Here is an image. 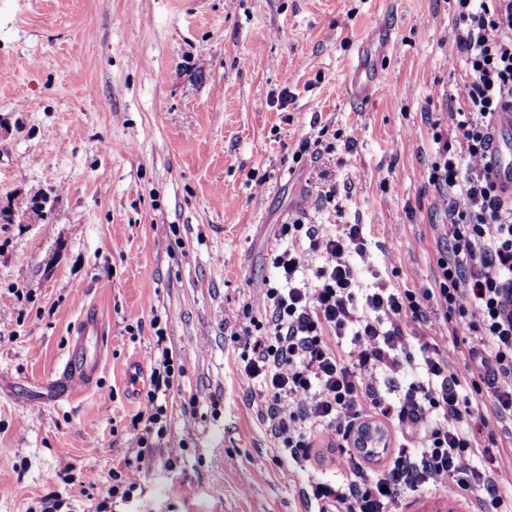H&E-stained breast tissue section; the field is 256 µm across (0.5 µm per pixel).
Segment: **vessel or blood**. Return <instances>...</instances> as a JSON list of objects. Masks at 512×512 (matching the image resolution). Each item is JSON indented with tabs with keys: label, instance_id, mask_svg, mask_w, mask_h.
<instances>
[{
	"label": "vessel or blood",
	"instance_id": "1",
	"mask_svg": "<svg viewBox=\"0 0 512 512\" xmlns=\"http://www.w3.org/2000/svg\"><path fill=\"white\" fill-rule=\"evenodd\" d=\"M512 131V109L498 112L495 121L494 148L486 162L488 176L505 194L512 195V154L504 147V138ZM105 323L95 310L81 316L72 335L57 381L59 389L76 393L90 389L102 369Z\"/></svg>",
	"mask_w": 512,
	"mask_h": 512
}]
</instances>
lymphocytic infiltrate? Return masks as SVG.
Here are the masks:
<instances>
[{
  "label": "lymphocytic infiltrate",
  "mask_w": 512,
  "mask_h": 512,
  "mask_svg": "<svg viewBox=\"0 0 512 512\" xmlns=\"http://www.w3.org/2000/svg\"><path fill=\"white\" fill-rule=\"evenodd\" d=\"M457 2L448 41L465 55L469 81L457 110V140L436 138L428 176L448 223V247L433 287L378 288L358 296L349 254L363 249L360 225L322 236L301 211L280 233L308 241L324 262L308 283L297 277L302 250L274 252L282 283L264 294V330H243L252 350L244 372L260 383L256 411L283 460L309 461L319 437L365 427L382 432L393 420L404 426V448L368 455L373 471L357 470L354 456L338 457L337 468L354 476L337 486L312 484L306 496L318 512H397L406 490L443 477L452 478L461 495L480 494L481 512H512V498L497 491L498 472H479L470 464L478 450L464 425L469 401L460 395L461 386L470 385L488 394L497 417H512V198L480 165L493 147L496 113L512 108V0H491L477 9L472 0ZM430 299L452 337H476L467 348L469 377L460 380L434 352L417 364L408 389L389 398L371 376L399 365L409 325L429 323L423 303ZM349 333L357 345L348 351L339 340ZM288 401L295 410L285 409Z\"/></svg>",
  "instance_id": "obj_1"
}]
</instances>
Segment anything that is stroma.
Returning <instances> with one entry per match:
<instances>
[{
  "label": "stroma",
  "mask_w": 512,
  "mask_h": 512,
  "mask_svg": "<svg viewBox=\"0 0 512 512\" xmlns=\"http://www.w3.org/2000/svg\"><path fill=\"white\" fill-rule=\"evenodd\" d=\"M456 16V0H0V512H311L310 483L344 480L348 438L279 465L240 332L303 201L320 233L361 226L363 292L432 287L448 244L433 136H454L468 74ZM362 66L378 84L357 99ZM88 308L108 328L99 380L56 392ZM161 344L173 386L130 391V362L150 369ZM150 390L163 431L141 448ZM476 441L496 455L473 465L503 467L512 495V419ZM130 464L136 487L107 497ZM398 510L479 505L446 477Z\"/></svg>",
  "instance_id": "1"
}]
</instances>
